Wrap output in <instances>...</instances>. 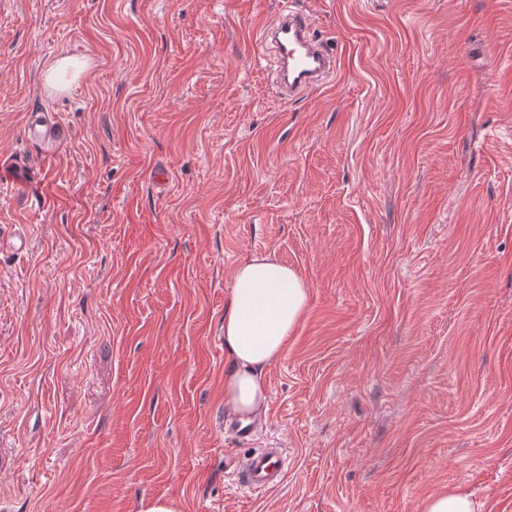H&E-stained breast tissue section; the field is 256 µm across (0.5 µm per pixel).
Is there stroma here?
I'll use <instances>...</instances> for the list:
<instances>
[{
	"instance_id": "35a3bbf8",
	"label": "stroma",
	"mask_w": 512,
	"mask_h": 512,
	"mask_svg": "<svg viewBox=\"0 0 512 512\" xmlns=\"http://www.w3.org/2000/svg\"><path fill=\"white\" fill-rule=\"evenodd\" d=\"M288 7L337 67L286 102L258 31ZM65 56L86 67L58 92ZM22 156L8 512H421L458 485L512 512V0H0V159ZM252 255L309 302L241 440L216 420ZM257 448L287 456L265 494L237 480ZM24 132L28 139L41 143L49 141L53 137L54 127L43 113L35 112L28 116Z\"/></svg>"
}]
</instances>
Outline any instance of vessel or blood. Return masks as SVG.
<instances>
[{
  "label": "vessel or blood",
  "mask_w": 512,
  "mask_h": 512,
  "mask_svg": "<svg viewBox=\"0 0 512 512\" xmlns=\"http://www.w3.org/2000/svg\"><path fill=\"white\" fill-rule=\"evenodd\" d=\"M261 42L275 50L281 89L294 93L318 86L336 69L334 52L316 42L310 33V21L301 14L283 13L260 33ZM28 139L41 143L49 141L53 125L43 113L29 115L24 127ZM275 448L255 450L242 463L238 481L253 491L278 488L286 478V470L277 460Z\"/></svg>",
  "instance_id": "vessel-or-blood-1"
}]
</instances>
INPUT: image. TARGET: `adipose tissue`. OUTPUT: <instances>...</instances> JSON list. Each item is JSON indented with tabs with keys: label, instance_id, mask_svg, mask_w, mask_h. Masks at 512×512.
Returning a JSON list of instances; mask_svg holds the SVG:
<instances>
[{
	"label": "adipose tissue",
	"instance_id": "1",
	"mask_svg": "<svg viewBox=\"0 0 512 512\" xmlns=\"http://www.w3.org/2000/svg\"><path fill=\"white\" fill-rule=\"evenodd\" d=\"M309 292L297 273L254 255L236 269L224 311V408L248 417L266 407L264 369L279 360L303 317Z\"/></svg>",
	"mask_w": 512,
	"mask_h": 512
}]
</instances>
